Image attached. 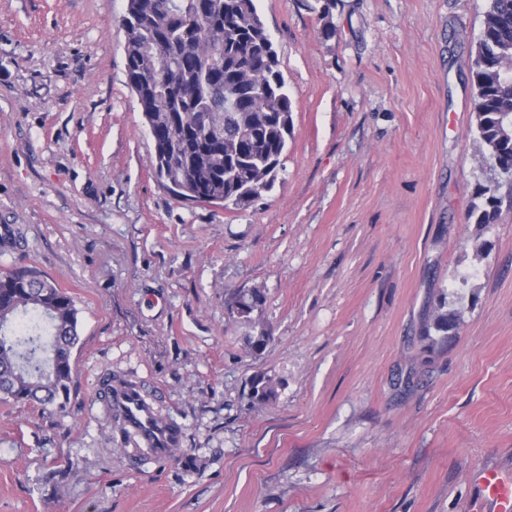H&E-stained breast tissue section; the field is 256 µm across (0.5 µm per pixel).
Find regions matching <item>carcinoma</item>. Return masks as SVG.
<instances>
[{
	"mask_svg": "<svg viewBox=\"0 0 512 512\" xmlns=\"http://www.w3.org/2000/svg\"><path fill=\"white\" fill-rule=\"evenodd\" d=\"M205 18L208 36L198 22ZM127 82L154 143V172L176 197L197 204L245 206L270 190L292 135V103L275 44L255 0H127L123 18ZM474 134L482 164L511 175L479 187L467 221L495 223L512 199V0H489L472 62ZM258 289L238 294L231 310L269 334L253 314ZM74 300L33 267L0 272V398L67 409L74 374L48 369L49 342H79ZM459 328L446 297L434 306L423 338L436 343ZM277 395L270 377L253 379L251 403Z\"/></svg>",
	"mask_w": 512,
	"mask_h": 512,
	"instance_id": "carcinoma-1",
	"label": "carcinoma"
}]
</instances>
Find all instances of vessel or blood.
<instances>
[{
	"instance_id": "b4317fda",
	"label": "vessel or blood",
	"mask_w": 512,
	"mask_h": 512,
	"mask_svg": "<svg viewBox=\"0 0 512 512\" xmlns=\"http://www.w3.org/2000/svg\"><path fill=\"white\" fill-rule=\"evenodd\" d=\"M101 393L110 414L119 423L122 435L130 436L126 455L131 467L152 461L169 460L183 442L181 428L162 407L160 395L148 392L133 379H104ZM480 490L494 506V512H512V478L494 471L484 472Z\"/></svg>"
}]
</instances>
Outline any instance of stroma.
I'll return each instance as SVG.
<instances>
[{
  "label": "stroma",
  "instance_id": "obj_1",
  "mask_svg": "<svg viewBox=\"0 0 512 512\" xmlns=\"http://www.w3.org/2000/svg\"><path fill=\"white\" fill-rule=\"evenodd\" d=\"M487 4L256 0L293 135L273 189L225 208L155 176L127 0H0V270L54 280L80 336L67 413L0 400V512H472L512 469V206L466 221ZM254 288L258 353L230 311ZM442 296L460 329L432 347ZM107 376L161 394L179 453L128 469ZM276 395V385L272 378L260 376L253 379L250 387V399L252 404H266L272 401Z\"/></svg>",
  "mask_w": 512,
  "mask_h": 512
}]
</instances>
